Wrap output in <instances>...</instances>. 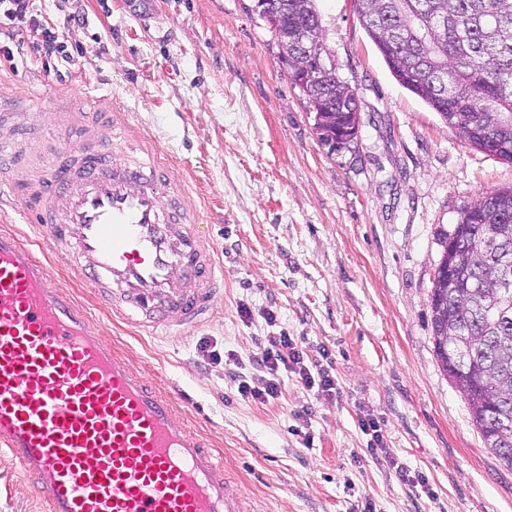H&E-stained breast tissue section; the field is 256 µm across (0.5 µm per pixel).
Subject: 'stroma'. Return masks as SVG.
Returning a JSON list of instances; mask_svg holds the SVG:
<instances>
[{"mask_svg": "<svg viewBox=\"0 0 512 512\" xmlns=\"http://www.w3.org/2000/svg\"><path fill=\"white\" fill-rule=\"evenodd\" d=\"M31 3L40 24L0 62V98H37L47 123L60 93L128 108L201 201L224 292L207 326L148 335L111 318L65 254L38 256L114 348L162 392L186 394L181 419L252 512H512V468L484 447L439 366L430 310L441 231L511 187L512 163L461 142L397 83L353 0L317 2L327 59L361 103L357 139L333 153L256 0ZM76 10L84 25H66ZM46 27L64 32L68 61L39 55ZM281 334L337 394L293 374L267 404L238 393L228 370L256 377L254 359ZM365 418L391 462L370 454ZM0 512H46L1 453Z\"/></svg>", "mask_w": 512, "mask_h": 512, "instance_id": "obj_1", "label": "stroma"}]
</instances>
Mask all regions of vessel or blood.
<instances>
[{
    "instance_id": "vessel-or-blood-1",
    "label": "vessel or blood",
    "mask_w": 512,
    "mask_h": 512,
    "mask_svg": "<svg viewBox=\"0 0 512 512\" xmlns=\"http://www.w3.org/2000/svg\"><path fill=\"white\" fill-rule=\"evenodd\" d=\"M56 119L25 103L0 117V164L24 117L49 137L46 163L23 195L0 178V201L66 253L74 277L112 313L147 330L190 331L214 314L224 271L213 238L168 156L123 107L84 122L60 96ZM137 159L116 163L113 149ZM0 450L40 489L47 512H247L223 461L179 417L177 401L112 349L84 308L13 232L0 231Z\"/></svg>"
}]
</instances>
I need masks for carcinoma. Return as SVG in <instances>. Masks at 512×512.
I'll use <instances>...</instances> for the list:
<instances>
[{
  "mask_svg": "<svg viewBox=\"0 0 512 512\" xmlns=\"http://www.w3.org/2000/svg\"><path fill=\"white\" fill-rule=\"evenodd\" d=\"M278 58L296 52L301 29L322 24L316 0H265ZM358 19L392 76L471 147L512 163V0H359ZM322 143L355 126V92L336 70L315 84L291 78ZM462 255L456 287L435 275L431 326L437 361L460 357L448 375L484 445L512 467V188L487 192L441 234Z\"/></svg>",
  "mask_w": 512,
  "mask_h": 512,
  "instance_id": "carcinoma-1",
  "label": "carcinoma"
}]
</instances>
